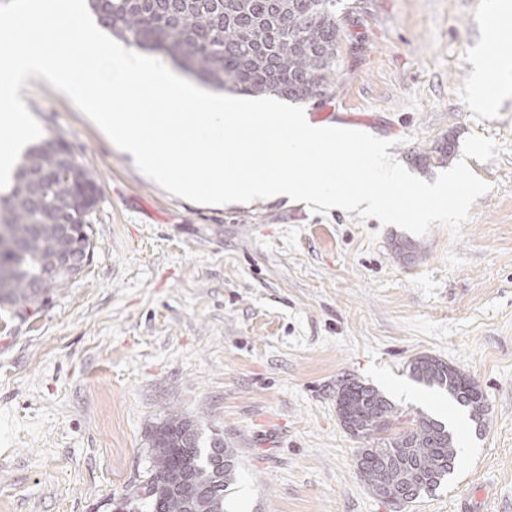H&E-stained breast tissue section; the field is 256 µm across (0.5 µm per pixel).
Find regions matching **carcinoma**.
<instances>
[{"mask_svg":"<svg viewBox=\"0 0 512 512\" xmlns=\"http://www.w3.org/2000/svg\"><path fill=\"white\" fill-rule=\"evenodd\" d=\"M101 26L127 44L160 52L197 79L247 95L273 94L295 103L333 98L346 0H88ZM98 202L94 175L66 143L46 139L19 163L10 193L0 196V307L25 310L74 277L33 287L65 242L66 226L93 242ZM418 383L448 392L476 422L486 412L478 385L431 355L407 365ZM339 420L368 441L356 465L362 481L389 501L410 488L437 490L458 459L442 422L393 404L356 378L336 387ZM149 465L124 512H224L236 468H224V440L205 443L198 423L170 413L147 432Z\"/></svg>","mask_w":512,"mask_h":512,"instance_id":"carcinoma-1","label":"carcinoma"}]
</instances>
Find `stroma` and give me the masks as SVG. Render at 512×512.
Masks as SVG:
<instances>
[{"instance_id": "35a3bbf8", "label": "stroma", "mask_w": 512, "mask_h": 512, "mask_svg": "<svg viewBox=\"0 0 512 512\" xmlns=\"http://www.w3.org/2000/svg\"><path fill=\"white\" fill-rule=\"evenodd\" d=\"M336 94L311 123L355 119L406 170L440 144L491 189L460 235L417 236L303 202L210 206L143 174L47 81L21 93L44 136L93 172L94 254L37 311L0 309V512H103L148 464L171 412L234 448L226 512H512V70L489 65L498 105L476 106L479 15L494 0H353ZM472 134L506 151L463 155ZM409 241L406 259L393 253ZM429 354L482 390V423L411 379ZM449 425L459 459L435 493L397 506L361 480L364 440L336 410L343 377Z\"/></svg>"}]
</instances>
